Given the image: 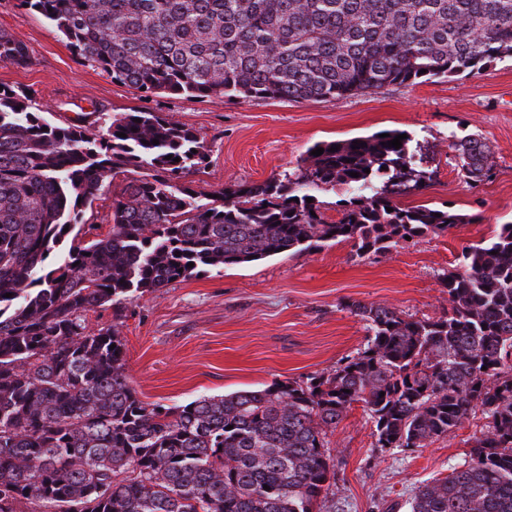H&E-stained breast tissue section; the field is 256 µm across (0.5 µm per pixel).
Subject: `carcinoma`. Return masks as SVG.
Returning a JSON list of instances; mask_svg holds the SVG:
<instances>
[{"label":"carcinoma","instance_id":"carcinoma-1","mask_svg":"<svg viewBox=\"0 0 512 512\" xmlns=\"http://www.w3.org/2000/svg\"><path fill=\"white\" fill-rule=\"evenodd\" d=\"M21 5L146 95L340 100L512 57V0ZM29 60L22 40L0 34L1 64ZM399 134L318 142L323 154L283 177L204 202L179 182L207 158L194 130L151 111L116 113L95 132L54 125L27 93L3 88L0 512H322L336 477L328 432L357 403L381 449L424 448L481 414L469 459L423 484L411 512H512L511 223L462 249L460 269L442 278L447 314L352 302L368 324L363 348L301 382L148 404L127 381L120 324L86 319L206 268L342 241L385 253L474 223L397 202L432 178L410 139L386 146ZM452 146L466 178L490 179L486 143L467 135ZM120 175L112 224L97 233L86 209ZM338 187L342 217L329 222L317 193Z\"/></svg>","mask_w":512,"mask_h":512}]
</instances>
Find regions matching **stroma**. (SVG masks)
Instances as JSON below:
<instances>
[{
    "label": "stroma",
    "mask_w": 512,
    "mask_h": 512,
    "mask_svg": "<svg viewBox=\"0 0 512 512\" xmlns=\"http://www.w3.org/2000/svg\"><path fill=\"white\" fill-rule=\"evenodd\" d=\"M0 31L24 41L30 64H0V85L30 93L52 123L88 129L117 112L149 110L194 129L207 158L183 177L206 193L261 183L294 171L319 141L405 131L432 174L400 196L405 206L480 215L442 235L403 243L387 254L356 255L351 243L209 269L127 303L121 335L125 369L147 403L182 405L202 396L302 381L335 368L362 348L365 323L349 302L385 305L415 318L448 309L442 277L458 269L463 246L512 222V59L481 74L391 85L338 101L149 98L80 60L39 13L0 0ZM476 134L493 153V179L471 183L456 166L454 138ZM480 418L423 448L381 449L361 405L329 432L336 480L323 512H408L425 480L462 462Z\"/></svg>",
    "instance_id": "35a3bbf8"
}]
</instances>
